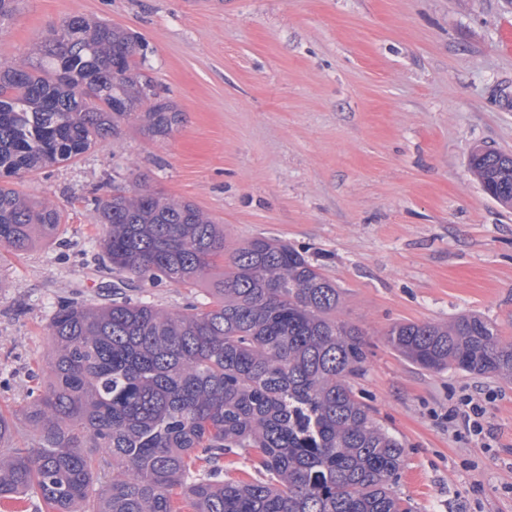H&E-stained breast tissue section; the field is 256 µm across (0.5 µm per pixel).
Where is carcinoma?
I'll use <instances>...</instances> for the list:
<instances>
[{"instance_id": "obj_1", "label": "carcinoma", "mask_w": 512, "mask_h": 512, "mask_svg": "<svg viewBox=\"0 0 512 512\" xmlns=\"http://www.w3.org/2000/svg\"><path fill=\"white\" fill-rule=\"evenodd\" d=\"M40 53L0 62V248L15 255L64 216L12 179L73 161L125 123L156 140L183 122L145 78L134 32L71 16ZM469 168L512 204L499 154L477 147ZM93 221L114 272L204 283L211 301L59 303L44 385L0 411L1 500L33 493L45 512H414L397 490L403 443L351 384L365 373L362 332L337 317L341 291L320 268L277 240L230 246L224 225L138 179L95 197ZM386 341L426 370L512 379V340L479 314L398 323ZM231 453L249 465L232 473Z\"/></svg>"}]
</instances>
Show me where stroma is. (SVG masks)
<instances>
[{
    "label": "stroma",
    "instance_id": "1",
    "mask_svg": "<svg viewBox=\"0 0 512 512\" xmlns=\"http://www.w3.org/2000/svg\"><path fill=\"white\" fill-rule=\"evenodd\" d=\"M73 15L142 36L147 76L185 121L158 140L124 127L20 179L65 222L25 254L0 250V408L45 376L59 301L111 302L121 278L100 258L94 198L141 174L228 241H284L336 282L368 352L354 388L405 445L415 512H512V381L422 369L385 336L470 311L512 337V207L468 168L475 147L512 151V0H22L0 61L37 59ZM125 293L209 300L166 283ZM463 394L486 435L454 414Z\"/></svg>",
    "mask_w": 512,
    "mask_h": 512
}]
</instances>
